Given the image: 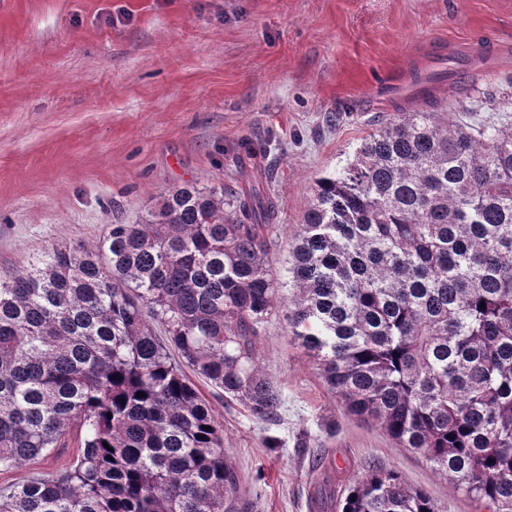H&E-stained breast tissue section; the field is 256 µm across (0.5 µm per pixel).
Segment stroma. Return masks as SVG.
I'll return each mask as SVG.
<instances>
[{
  "label": "stroma",
  "instance_id": "stroma-1",
  "mask_svg": "<svg viewBox=\"0 0 512 512\" xmlns=\"http://www.w3.org/2000/svg\"><path fill=\"white\" fill-rule=\"evenodd\" d=\"M473 47L485 78L443 99L450 118L496 121L484 102L512 96V0H0V271L98 242L165 189L237 188L248 138L267 151L286 276L313 178L394 117L393 82L451 53L470 66ZM255 346L283 397L277 422L188 375L242 478L236 512H338L373 465L443 512H477L419 454L348 415L283 319ZM79 449L69 428L57 448L0 468V491L64 473Z\"/></svg>",
  "mask_w": 512,
  "mask_h": 512
}]
</instances>
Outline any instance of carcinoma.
Segmentation results:
<instances>
[{
    "label": "carcinoma",
    "instance_id": "obj_1",
    "mask_svg": "<svg viewBox=\"0 0 512 512\" xmlns=\"http://www.w3.org/2000/svg\"><path fill=\"white\" fill-rule=\"evenodd\" d=\"M418 98L313 179L286 282L271 268L279 207L247 144L256 176L234 193L169 188L140 222L0 275V466L81 432L72 469L0 492V512H232L224 429L168 348L271 421L282 395L254 339L281 316L347 414L485 512H512V124ZM339 508L440 512L379 467Z\"/></svg>",
    "mask_w": 512,
    "mask_h": 512
}]
</instances>
